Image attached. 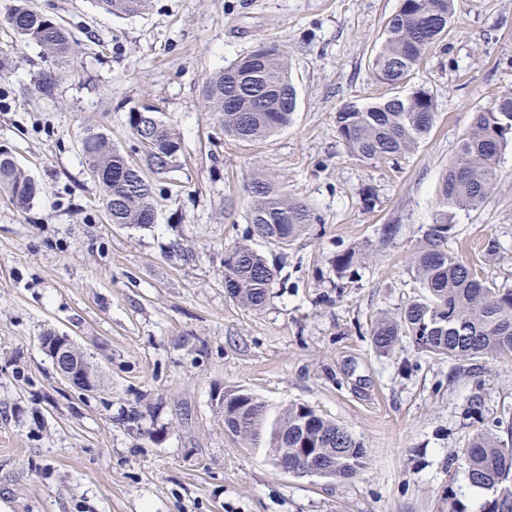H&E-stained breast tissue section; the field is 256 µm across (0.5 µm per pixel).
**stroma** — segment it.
<instances>
[{
  "label": "stroma",
  "mask_w": 512,
  "mask_h": 512,
  "mask_svg": "<svg viewBox=\"0 0 512 512\" xmlns=\"http://www.w3.org/2000/svg\"><path fill=\"white\" fill-rule=\"evenodd\" d=\"M34 4L75 43L61 65L0 23V146L40 186L25 210L0 194V512H482L492 494L471 485L462 449L512 423V358L455 371L407 339L379 353L370 331L420 293L411 257L444 209L458 143L512 93V0H455L446 47L410 80L434 95L436 125L373 164L348 155L335 116L387 94L369 64L400 0H152L129 17L94 0ZM261 43L287 56L298 110L254 144L224 137L207 84ZM147 103L180 150L157 180L155 224H112L80 140L96 127L135 156L128 114ZM257 167L316 217L288 249L249 233ZM447 212L454 253L512 288V146L497 190ZM242 243L279 269L257 311L224 288V256ZM347 251L358 260L341 277ZM49 332L73 337L98 393L61 381L40 347ZM228 392L263 400L270 426L288 405L313 408L368 449L367 467L278 470L267 442L226 431Z\"/></svg>",
  "instance_id": "35a3bbf8"
}]
</instances>
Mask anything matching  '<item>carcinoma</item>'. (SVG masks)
Instances as JSON below:
<instances>
[{
    "label": "carcinoma",
    "instance_id": "carcinoma-1",
    "mask_svg": "<svg viewBox=\"0 0 512 512\" xmlns=\"http://www.w3.org/2000/svg\"><path fill=\"white\" fill-rule=\"evenodd\" d=\"M151 0H96L114 16H136ZM454 16V0H401L386 22L383 39L370 62L376 82L393 89L405 84L426 54L443 42ZM3 23L21 39L65 64L73 53L71 36L58 21L38 10L33 0H13ZM208 98L221 113L224 135L240 141L263 140L287 127L297 108L288 58L279 49L257 47L209 80ZM434 96L422 87L370 103L350 101L336 112V131L348 153L375 163L411 153L436 122ZM128 125L143 153V165L130 160L105 132L89 127L80 146L88 171L101 186L102 206L112 224L147 226L155 222L152 176L166 173L180 148L170 124L155 107L128 115ZM512 144V95L477 113L448 166L440 194L450 209L475 210L495 189L503 152ZM0 192L19 209L38 194L35 180L0 150ZM249 233L280 247L305 234L315 217L311 208L282 191L263 171H253ZM452 225L448 212L436 214L413 265L421 295L394 316L378 317L372 343L382 353L394 352L407 337L421 351L455 363L485 357L512 356V289L495 288L448 247ZM277 268L246 245L225 254L224 280L229 298L258 310L266 302ZM224 425L242 441L261 436L266 404L246 393L224 395ZM318 449L314 463L331 476L352 478L369 461L350 432L303 404H291L277 420L269 441L272 457H296V450ZM463 453L470 483L496 493L486 512H512V444L491 433L472 438Z\"/></svg>",
    "mask_w": 512,
    "mask_h": 512
}]
</instances>
